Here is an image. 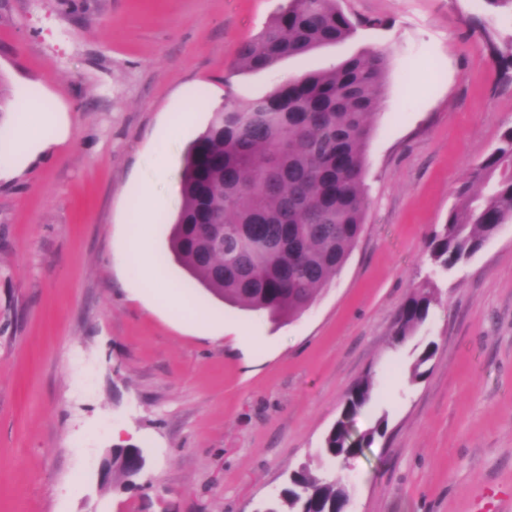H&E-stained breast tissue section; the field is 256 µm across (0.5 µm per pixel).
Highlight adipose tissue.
I'll use <instances>...</instances> for the list:
<instances>
[{"instance_id": "adipose-tissue-1", "label": "adipose tissue", "mask_w": 512, "mask_h": 512, "mask_svg": "<svg viewBox=\"0 0 512 512\" xmlns=\"http://www.w3.org/2000/svg\"><path fill=\"white\" fill-rule=\"evenodd\" d=\"M47 103V98L19 93L9 115L0 121L7 134L0 146V179L14 176L66 139V112L48 109Z\"/></svg>"}]
</instances>
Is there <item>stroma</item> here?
<instances>
[{
	"label": "stroma",
	"mask_w": 512,
	"mask_h": 512,
	"mask_svg": "<svg viewBox=\"0 0 512 512\" xmlns=\"http://www.w3.org/2000/svg\"><path fill=\"white\" fill-rule=\"evenodd\" d=\"M283 0H0V103L38 83L69 117L51 156L0 181V512H259L372 375L362 433L385 436L341 479L347 512H512V223L437 280L401 345L396 315L431 273L425 241L461 180L512 126V78L478 28L512 48V10L485 0H341L356 33L260 72L237 46ZM389 59L366 153L367 210L342 269L302 314L274 321L196 284L169 249L187 147L217 102L365 51ZM193 123L155 178L147 149L180 94ZM166 203L133 218L138 180ZM137 222L162 278L125 273ZM175 283L184 325L150 302ZM426 375L410 368L427 346ZM142 449L134 486L103 482L116 444Z\"/></svg>",
	"instance_id": "stroma-1"
}]
</instances>
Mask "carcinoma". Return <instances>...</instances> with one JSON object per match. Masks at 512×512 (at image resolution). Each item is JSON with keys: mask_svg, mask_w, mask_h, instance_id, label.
<instances>
[{"mask_svg": "<svg viewBox=\"0 0 512 512\" xmlns=\"http://www.w3.org/2000/svg\"><path fill=\"white\" fill-rule=\"evenodd\" d=\"M339 0H287L236 49L240 69L256 72L354 35ZM388 59L365 52L308 72L245 104L230 96L187 151L183 203L170 231L175 260L213 296L233 306L292 318L336 277L365 223L366 150L380 105ZM512 223V127L458 189V203L427 243L441 275L478 252ZM435 301L427 279L397 314L393 340L405 342ZM367 377L346 395L322 453L346 464L384 435L386 419L354 435L352 422L373 403ZM137 447L112 451V480L133 484ZM341 479L306 464L265 512H344Z\"/></svg>", "mask_w": 512, "mask_h": 512, "instance_id": "1", "label": "carcinoma"}]
</instances>
